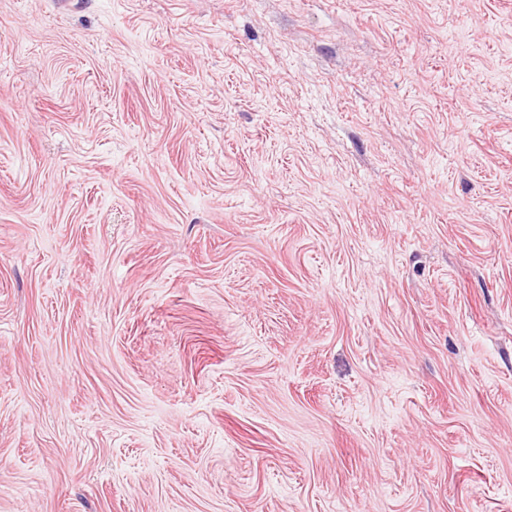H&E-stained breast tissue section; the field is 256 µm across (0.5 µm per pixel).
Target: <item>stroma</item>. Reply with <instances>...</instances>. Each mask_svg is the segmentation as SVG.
I'll return each mask as SVG.
<instances>
[{
  "instance_id": "35a3bbf8",
  "label": "stroma",
  "mask_w": 512,
  "mask_h": 512,
  "mask_svg": "<svg viewBox=\"0 0 512 512\" xmlns=\"http://www.w3.org/2000/svg\"><path fill=\"white\" fill-rule=\"evenodd\" d=\"M0 512H512V0H0Z\"/></svg>"
}]
</instances>
